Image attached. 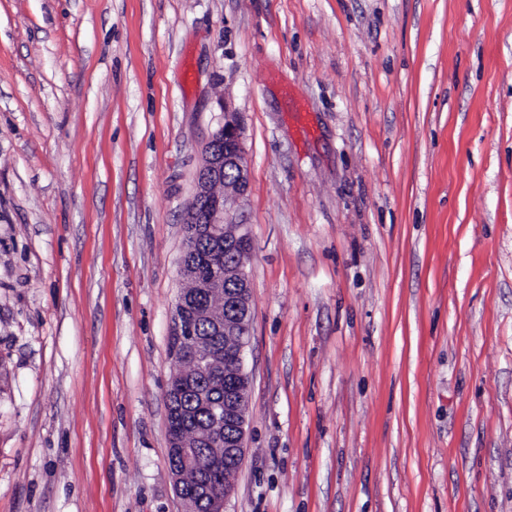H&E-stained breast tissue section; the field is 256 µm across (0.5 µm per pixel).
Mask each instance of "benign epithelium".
Returning a JSON list of instances; mask_svg holds the SVG:
<instances>
[{
  "instance_id": "1",
  "label": "benign epithelium",
  "mask_w": 512,
  "mask_h": 512,
  "mask_svg": "<svg viewBox=\"0 0 512 512\" xmlns=\"http://www.w3.org/2000/svg\"><path fill=\"white\" fill-rule=\"evenodd\" d=\"M203 155L196 192L186 208L184 223L199 225V230L214 243L235 253L236 262L224 263L222 253L215 250L194 263H181L179 273L181 279L191 280L197 287L223 296L231 315L228 319L222 315L215 317L209 310L179 295L173 335L183 349L175 354V361H182L187 352L194 362L193 376L207 377L213 372L216 355L211 353L201 361L196 354L201 343L196 338L195 325L201 320L210 321L218 335L232 337V342L224 344V435L211 434V445L215 458L240 464L244 458L245 426L251 404L250 378L243 368V351L251 329V283L245 267L251 241L245 225L229 219L227 210L229 198L242 194L247 187V164L236 113L224 109V121L205 142ZM226 279L236 284L227 293L224 292ZM167 421L169 473L186 512H194L197 489L190 486L185 475L197 469L196 449L185 444L178 426V413L170 405L167 406ZM233 492L230 480L224 481L222 490L205 487L210 512H224V503Z\"/></svg>"
}]
</instances>
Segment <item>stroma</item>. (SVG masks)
Segmentation results:
<instances>
[{
  "label": "stroma",
  "mask_w": 512,
  "mask_h": 512,
  "mask_svg": "<svg viewBox=\"0 0 512 512\" xmlns=\"http://www.w3.org/2000/svg\"><path fill=\"white\" fill-rule=\"evenodd\" d=\"M228 109L224 512H512V0H0V512H185L183 215ZM167 443H168V463L169 473L173 481L175 492L183 502L186 512H208V502L206 500H197L195 498L203 490L192 488L185 475L190 471L197 469L196 448H189L181 435L178 426V413L172 409L169 398H167ZM198 491V492H197Z\"/></svg>",
  "instance_id": "1"
}]
</instances>
